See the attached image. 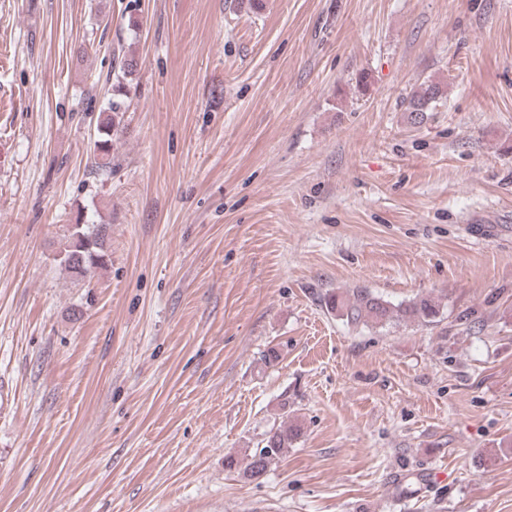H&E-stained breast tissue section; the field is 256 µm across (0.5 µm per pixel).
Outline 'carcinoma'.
Returning a JSON list of instances; mask_svg holds the SVG:
<instances>
[{"label":"carcinoma","mask_w":512,"mask_h":512,"mask_svg":"<svg viewBox=\"0 0 512 512\" xmlns=\"http://www.w3.org/2000/svg\"><path fill=\"white\" fill-rule=\"evenodd\" d=\"M138 61L133 56H122L116 75L117 94H122L125 80L135 74ZM447 92V85L434 78H426L415 84L405 100V111L413 125H420L427 119V113L434 111L436 104ZM123 102L109 99L107 108L102 112L98 128V138L93 143L96 158L94 170L104 171L111 165L112 136L117 131L115 119L121 112ZM108 225L106 224H69L59 243L66 251L60 264L76 280L84 279L94 268L106 261V242ZM328 307L343 317L352 326L364 325L370 321L384 324L395 319L419 323H433L439 317L440 309L433 299L415 297L407 302L393 305L374 295L366 288H356L352 294L343 296L334 294L327 299ZM294 438L293 431L285 428L269 433L264 446L249 455L243 467V474L257 479L267 472L269 465L283 452Z\"/></svg>","instance_id":"obj_1"}]
</instances>
